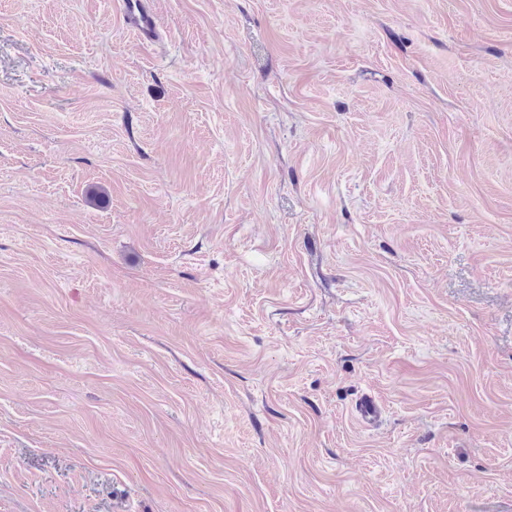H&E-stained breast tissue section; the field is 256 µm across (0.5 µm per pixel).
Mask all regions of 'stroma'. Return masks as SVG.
<instances>
[{
    "label": "stroma",
    "instance_id": "obj_1",
    "mask_svg": "<svg viewBox=\"0 0 512 512\" xmlns=\"http://www.w3.org/2000/svg\"><path fill=\"white\" fill-rule=\"evenodd\" d=\"M147 5L0 0V512H512V0ZM122 15L125 27L141 43H151L161 37L159 21L144 0H123Z\"/></svg>",
    "mask_w": 512,
    "mask_h": 512
}]
</instances>
